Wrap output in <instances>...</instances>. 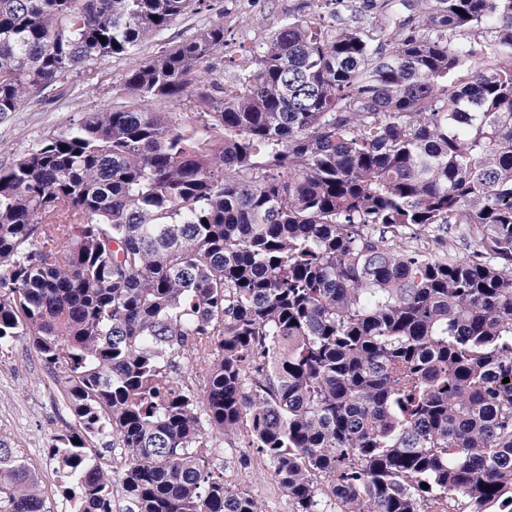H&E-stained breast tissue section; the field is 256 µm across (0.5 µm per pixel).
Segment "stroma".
<instances>
[{
	"instance_id": "35a3bbf8",
	"label": "stroma",
	"mask_w": 512,
	"mask_h": 512,
	"mask_svg": "<svg viewBox=\"0 0 512 512\" xmlns=\"http://www.w3.org/2000/svg\"><path fill=\"white\" fill-rule=\"evenodd\" d=\"M310 5L311 0H213L211 9L187 11L163 33L145 41L138 53L90 64L46 97L32 99L19 111L0 117V167L10 165L43 139L79 123L88 113L128 105L130 98L124 87L127 72L210 23H224L231 57L224 70L229 73L235 64L246 61L249 50L262 42L281 18L309 13ZM72 427L60 386L29 343L20 339L1 350L0 438L22 450L24 461L38 473L51 512L69 510L47 450L56 436L70 432ZM203 454L214 478H223L225 465L235 466L239 473L237 490L258 500L263 512H292L293 506L268 462L247 440L230 435L221 448H207Z\"/></svg>"
}]
</instances>
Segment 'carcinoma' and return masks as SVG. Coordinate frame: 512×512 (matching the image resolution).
<instances>
[{"instance_id": "cac0c4a2", "label": "carcinoma", "mask_w": 512, "mask_h": 512, "mask_svg": "<svg viewBox=\"0 0 512 512\" xmlns=\"http://www.w3.org/2000/svg\"><path fill=\"white\" fill-rule=\"evenodd\" d=\"M206 2L0 0V116ZM314 3L231 84L216 21L0 167V349L66 395L71 512H112L107 437L136 512H263L201 456L237 432L295 512H512V0ZM0 512H48L2 440Z\"/></svg>"}]
</instances>
